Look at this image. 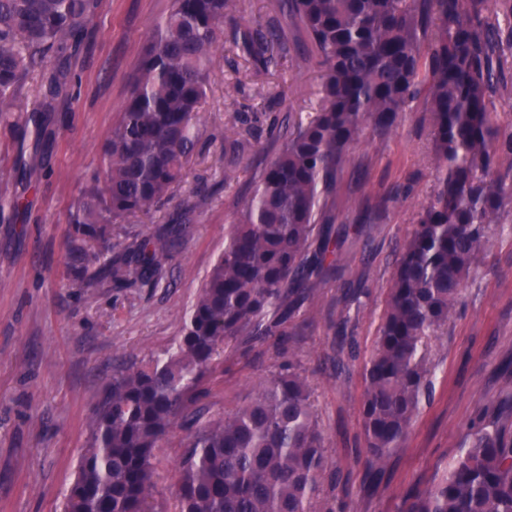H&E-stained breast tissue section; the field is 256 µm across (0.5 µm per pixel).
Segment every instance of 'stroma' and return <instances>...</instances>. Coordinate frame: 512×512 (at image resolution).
Masks as SVG:
<instances>
[{"instance_id": "35a3bbf8", "label": "stroma", "mask_w": 512, "mask_h": 512, "mask_svg": "<svg viewBox=\"0 0 512 512\" xmlns=\"http://www.w3.org/2000/svg\"><path fill=\"white\" fill-rule=\"evenodd\" d=\"M170 0H99L71 61L66 89L50 94L47 74L26 77L14 125L0 124V197H24L19 215L0 211V512H62L64 495L88 446L94 408L117 371L163 355L182 334L184 318L224 249L236 203L251 189V168L224 179V133L245 125L253 165L269 147L268 125L286 111H313L319 77L283 63L264 73L225 46L211 73L186 180L151 213L112 227L115 250L166 229L175 247L158 286L115 288L97 265L83 278L69 270L81 257L69 222L74 203L100 176V147L130 89L152 26ZM50 97L48 136L34 147L23 109ZM365 168L344 173L349 209L336 227H372L369 241L346 255L341 275L327 276L315 316L297 321L282 346L226 349L224 364L202 384L200 406L214 416L249 402L271 374L295 366L312 388L329 469L348 474L349 512H398L403 496L431 487L459 454L470 422L512 387V209L494 227L463 288L462 304L428 358L433 393L423 400L379 485L355 459L362 447L364 365L373 353L399 251L435 185L425 99L415 100L386 139L363 138L353 149ZM396 197L385 207L384 193ZM360 283L361 305L336 329V302ZM352 356L337 359L338 347ZM188 426H176L155 457V512H173Z\"/></svg>"}]
</instances>
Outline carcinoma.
I'll return each instance as SVG.
<instances>
[{
    "label": "carcinoma",
    "instance_id": "obj_1",
    "mask_svg": "<svg viewBox=\"0 0 512 512\" xmlns=\"http://www.w3.org/2000/svg\"><path fill=\"white\" fill-rule=\"evenodd\" d=\"M499 1L512 12V0H280L277 19L242 26L240 0H171L102 145L103 177L70 216L74 236L96 242L89 260L112 287L159 283L171 240L144 237L114 256L112 224L158 207L187 176L224 27L260 69L287 59L317 70L320 100L307 117L288 116L275 151L253 170L173 351L113 376L64 512H154L155 449L196 416L201 383L226 346L262 344L310 317L323 274L341 261L343 241L328 223L353 148L368 133L388 137L423 95L436 185L400 251L365 367L364 466L373 479L383 475L430 393L429 341L448 325L512 201V129L490 111L508 89L512 49V27L492 19ZM96 9L97 0H0L1 123H11L21 82L50 56L59 61L50 90L65 83ZM43 112L35 101L25 117L37 139ZM251 149L240 132L224 135V181ZM511 421L506 408L474 424L462 452L402 512H512ZM186 448L176 512H341L338 497L320 495L326 449L310 383L291 364L250 402L198 427Z\"/></svg>",
    "mask_w": 512,
    "mask_h": 512
}]
</instances>
